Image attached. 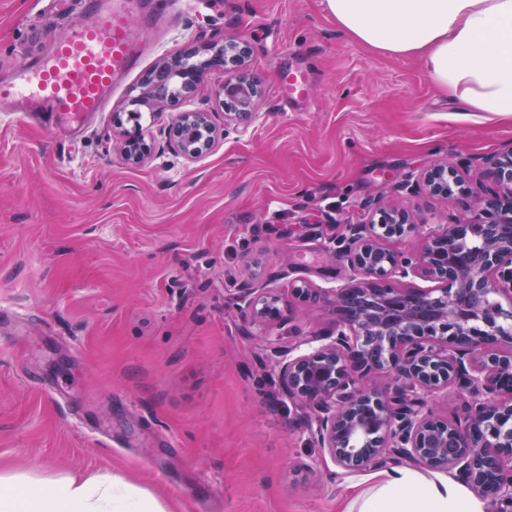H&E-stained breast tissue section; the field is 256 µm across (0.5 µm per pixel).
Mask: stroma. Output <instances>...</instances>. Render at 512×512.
<instances>
[{
	"instance_id": "35a3bbf8",
	"label": "stroma",
	"mask_w": 512,
	"mask_h": 512,
	"mask_svg": "<svg viewBox=\"0 0 512 512\" xmlns=\"http://www.w3.org/2000/svg\"><path fill=\"white\" fill-rule=\"evenodd\" d=\"M65 32L77 0H0V78ZM239 35L263 82L260 117L195 161L174 155L175 110L143 113L139 166L112 114L164 56ZM308 97L279 96L288 69ZM512 146V117L462 112L422 63L354 43L323 0H204L70 137L0 115V471L121 475L173 512H346L360 474L297 423L266 346L241 333L243 285H342L340 227L378 202L455 223L453 200L401 187L445 159L479 172ZM323 297L290 300L279 343L329 328Z\"/></svg>"
}]
</instances>
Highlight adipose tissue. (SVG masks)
Here are the masks:
<instances>
[{
  "mask_svg": "<svg viewBox=\"0 0 512 512\" xmlns=\"http://www.w3.org/2000/svg\"><path fill=\"white\" fill-rule=\"evenodd\" d=\"M357 44L417 57L450 102L466 112L512 116V0H324ZM347 512H487L462 481L395 464L368 473ZM0 512H171L114 473L52 480L0 472Z\"/></svg>",
  "mask_w": 512,
  "mask_h": 512,
  "instance_id": "1",
  "label": "adipose tissue"
}]
</instances>
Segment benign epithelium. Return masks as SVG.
I'll return each mask as SVG.
<instances>
[{
  "label": "benign epithelium",
  "mask_w": 512,
  "mask_h": 512,
  "mask_svg": "<svg viewBox=\"0 0 512 512\" xmlns=\"http://www.w3.org/2000/svg\"><path fill=\"white\" fill-rule=\"evenodd\" d=\"M215 67L224 68V123L244 127L259 116L263 86L240 37L164 57L113 113L127 163L140 165L151 152L140 112L198 96ZM224 133L198 109L177 113L168 138L193 160ZM483 177L489 192L465 202L454 224H430L397 203L347 225L339 250L347 282L320 291L302 280L288 289L299 300L322 292L336 312L332 327L272 346L270 356L299 424L343 473L403 462L454 472L492 512H512V150L494 156ZM404 188L445 200L464 194L459 169L446 160L408 176ZM409 234L420 236L419 252L388 246ZM411 278L435 286L417 288ZM283 301L276 288L239 289L240 312L253 326L278 318ZM450 386L467 396L461 417L428 404Z\"/></svg>",
  "instance_id": "obj_1"
}]
</instances>
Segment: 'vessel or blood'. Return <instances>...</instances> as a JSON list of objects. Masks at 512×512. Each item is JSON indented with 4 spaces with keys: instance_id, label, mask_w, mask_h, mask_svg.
I'll return each instance as SVG.
<instances>
[{
    "instance_id": "1",
    "label": "vessel or blood",
    "mask_w": 512,
    "mask_h": 512,
    "mask_svg": "<svg viewBox=\"0 0 512 512\" xmlns=\"http://www.w3.org/2000/svg\"><path fill=\"white\" fill-rule=\"evenodd\" d=\"M181 0H153L151 15L138 19L143 0H82L76 23L54 37L51 54L20 66L0 80V112L37 120L55 131L80 130L104 111L120 79L141 61L150 37ZM307 78L284 75L286 100L300 103Z\"/></svg>"
}]
</instances>
